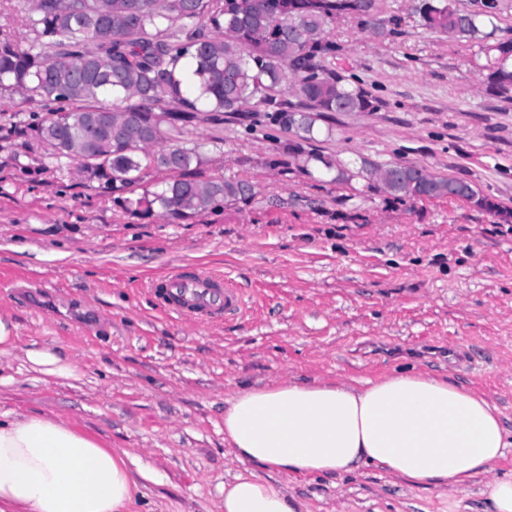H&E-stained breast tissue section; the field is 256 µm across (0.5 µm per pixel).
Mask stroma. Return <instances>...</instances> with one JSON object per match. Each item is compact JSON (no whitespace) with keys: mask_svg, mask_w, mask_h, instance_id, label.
I'll use <instances>...</instances> for the list:
<instances>
[{"mask_svg":"<svg viewBox=\"0 0 512 512\" xmlns=\"http://www.w3.org/2000/svg\"><path fill=\"white\" fill-rule=\"evenodd\" d=\"M418 2L382 0L407 11L385 40L354 17L336 24L327 63L377 109L332 113L311 148L463 179L512 210V99L483 84L476 46L422 25ZM41 110L0 94V316L18 336L0 354V414L71 422L128 451L130 471L150 467L131 512H224V484L245 470L224 411L254 386L420 371L474 389L512 432V220L316 180L288 134L224 115L184 136L201 145L202 179L248 181L252 197L187 220L134 213L13 131ZM184 264L230 275L245 309L211 327L166 317L148 282ZM42 348L72 376L35 370L26 352ZM255 472L300 512H490L482 486L512 479V447L449 493L374 465Z\"/></svg>","mask_w":512,"mask_h":512,"instance_id":"stroma-1","label":"stroma"}]
</instances>
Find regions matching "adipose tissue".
Returning <instances> with one entry per match:
<instances>
[{
  "instance_id": "ef3b65f1",
  "label": "adipose tissue",
  "mask_w": 512,
  "mask_h": 512,
  "mask_svg": "<svg viewBox=\"0 0 512 512\" xmlns=\"http://www.w3.org/2000/svg\"><path fill=\"white\" fill-rule=\"evenodd\" d=\"M224 436L244 464L330 475L375 465L454 490L512 447L498 408L451 380L290 381L237 393ZM135 480L122 455L37 414L0 418V512H127ZM224 512H296L254 472L224 485Z\"/></svg>"
}]
</instances>
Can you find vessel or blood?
<instances>
[{"mask_svg":"<svg viewBox=\"0 0 512 512\" xmlns=\"http://www.w3.org/2000/svg\"><path fill=\"white\" fill-rule=\"evenodd\" d=\"M149 288L173 320L210 325L240 312L244 293L229 275L198 266L173 268L151 281Z\"/></svg>","mask_w":512,"mask_h":512,"instance_id":"b4317fda","label":"vessel or blood"}]
</instances>
